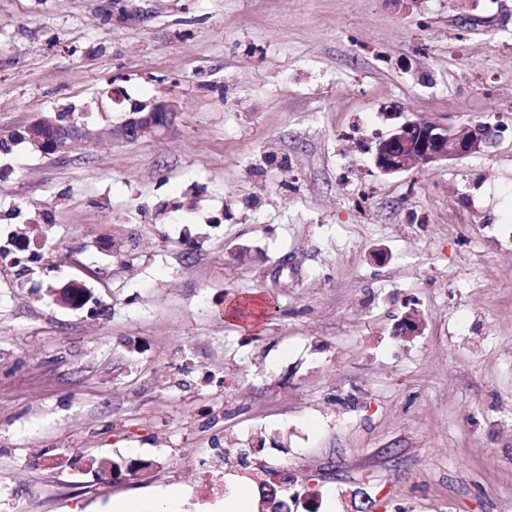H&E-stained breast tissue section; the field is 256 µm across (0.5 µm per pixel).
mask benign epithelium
I'll return each mask as SVG.
<instances>
[{
	"instance_id": "obj_1",
	"label": "benign epithelium",
	"mask_w": 512,
	"mask_h": 512,
	"mask_svg": "<svg viewBox=\"0 0 512 512\" xmlns=\"http://www.w3.org/2000/svg\"><path fill=\"white\" fill-rule=\"evenodd\" d=\"M177 116L178 110L172 101L160 100L149 105L133 103L125 120L112 130V136L124 141L152 136L173 127ZM493 133L495 130L481 123L455 127L425 120L407 121L379 141L373 164L386 175L399 173L414 163L434 166L450 156L484 152ZM80 134L82 129L72 125L63 136L44 137L41 143L44 150L55 151Z\"/></svg>"
}]
</instances>
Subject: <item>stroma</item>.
Segmentation results:
<instances>
[{
    "label": "stroma",
    "instance_id": "obj_1",
    "mask_svg": "<svg viewBox=\"0 0 512 512\" xmlns=\"http://www.w3.org/2000/svg\"><path fill=\"white\" fill-rule=\"evenodd\" d=\"M416 119L505 130L379 174ZM0 228V512H512V0H0ZM178 110L173 101L160 100L151 104L133 103L125 120L112 136L119 140L135 141L173 127ZM168 512L163 499L146 501H116L111 512Z\"/></svg>",
    "mask_w": 512,
    "mask_h": 512
}]
</instances>
